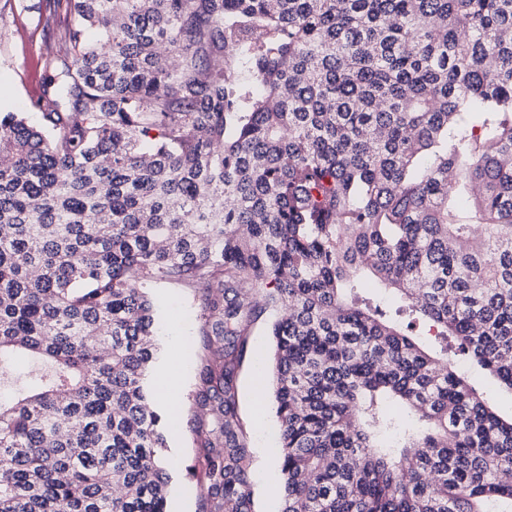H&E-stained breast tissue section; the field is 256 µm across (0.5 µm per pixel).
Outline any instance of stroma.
<instances>
[{
	"label": "stroma",
	"mask_w": 512,
	"mask_h": 512,
	"mask_svg": "<svg viewBox=\"0 0 512 512\" xmlns=\"http://www.w3.org/2000/svg\"><path fill=\"white\" fill-rule=\"evenodd\" d=\"M67 24L52 0H0V108L25 113L38 123L32 108L42 93L47 76L44 68L49 46L63 48L60 35ZM156 309L157 355L154 369H161L168 354H175L179 375L175 402L181 409L180 424L171 430L165 449L170 476L169 512H203L196 489L199 480L196 436L189 427L195 413L191 398L197 373L201 304L183 286L160 282L149 290ZM258 379L251 358H244L237 372L238 412L249 442V481L253 512H279L278 498L270 497L267 485L280 482L275 466L279 424L273 393H266L264 409H256L253 388Z\"/></svg>",
	"instance_id": "stroma-1"
}]
</instances>
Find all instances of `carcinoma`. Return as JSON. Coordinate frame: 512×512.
I'll return each mask as SVG.
<instances>
[{
  "mask_svg": "<svg viewBox=\"0 0 512 512\" xmlns=\"http://www.w3.org/2000/svg\"><path fill=\"white\" fill-rule=\"evenodd\" d=\"M55 2L41 124L0 114V360L46 364L0 512H169L158 282L201 300L207 512H251L269 309L281 512H512V417L448 359L512 394V0ZM274 316L275 312L267 311L253 325L246 356L237 372L238 412L250 447L249 481L253 512H278L280 508L278 497H270L267 492L269 482L279 485L281 481L280 470L274 463L278 457L279 433L274 395L269 382H265L264 414L259 416L253 397L258 375L251 356V351L256 346L271 350L269 326Z\"/></svg>",
  "mask_w": 512,
  "mask_h": 512,
  "instance_id": "1",
  "label": "carcinoma"
}]
</instances>
